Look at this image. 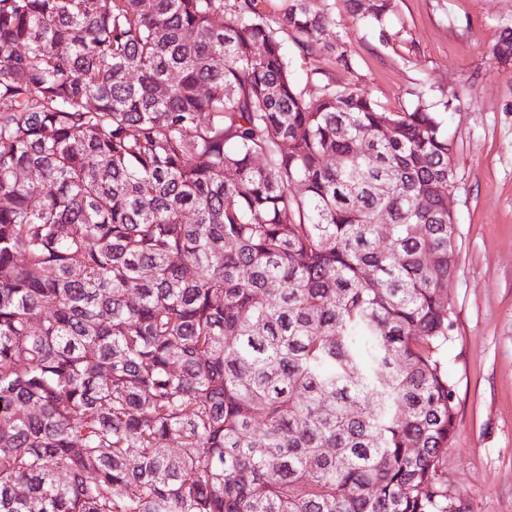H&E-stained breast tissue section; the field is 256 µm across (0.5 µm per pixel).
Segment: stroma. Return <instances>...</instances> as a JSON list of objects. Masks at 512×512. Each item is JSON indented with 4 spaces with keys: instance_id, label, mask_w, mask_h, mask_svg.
Returning <instances> with one entry per match:
<instances>
[{
    "instance_id": "35a3bbf8",
    "label": "stroma",
    "mask_w": 512,
    "mask_h": 512,
    "mask_svg": "<svg viewBox=\"0 0 512 512\" xmlns=\"http://www.w3.org/2000/svg\"><path fill=\"white\" fill-rule=\"evenodd\" d=\"M511 26L512 0H394L382 31L337 8L329 47L313 58L293 32L280 34L301 88L355 83L388 112L412 108L422 91L440 107L458 233L444 352L456 404L444 471L457 512H512V64L496 56ZM339 38L352 69L331 49Z\"/></svg>"
}]
</instances>
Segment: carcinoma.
Wrapping results in <instances>:
<instances>
[{"instance_id": "obj_1", "label": "carcinoma", "mask_w": 512, "mask_h": 512, "mask_svg": "<svg viewBox=\"0 0 512 512\" xmlns=\"http://www.w3.org/2000/svg\"><path fill=\"white\" fill-rule=\"evenodd\" d=\"M257 5L0 0V512H448V134Z\"/></svg>"}]
</instances>
